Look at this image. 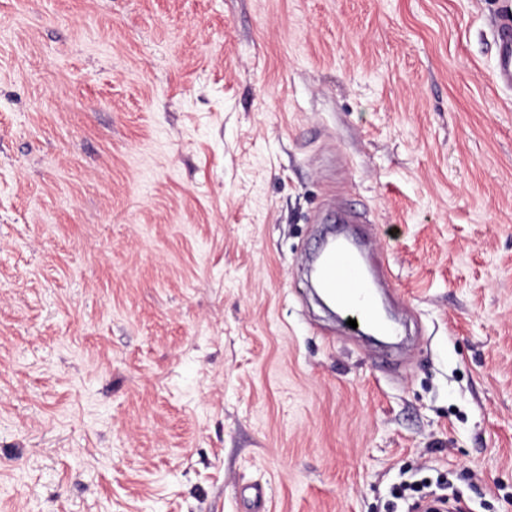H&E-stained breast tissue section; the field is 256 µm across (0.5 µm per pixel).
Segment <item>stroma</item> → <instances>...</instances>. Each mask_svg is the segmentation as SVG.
Listing matches in <instances>:
<instances>
[{
  "instance_id": "stroma-1",
  "label": "stroma",
  "mask_w": 512,
  "mask_h": 512,
  "mask_svg": "<svg viewBox=\"0 0 512 512\" xmlns=\"http://www.w3.org/2000/svg\"><path fill=\"white\" fill-rule=\"evenodd\" d=\"M512 0H0V512H512ZM395 374L306 285L336 219ZM496 83L512 89V16L508 11L500 17L496 28Z\"/></svg>"
}]
</instances>
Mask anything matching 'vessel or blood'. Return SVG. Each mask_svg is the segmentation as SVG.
Returning <instances> with one entry per match:
<instances>
[{"mask_svg":"<svg viewBox=\"0 0 512 512\" xmlns=\"http://www.w3.org/2000/svg\"><path fill=\"white\" fill-rule=\"evenodd\" d=\"M496 81L512 89V15L503 14L496 28ZM361 250L349 239L336 238L320 251L314 267L317 288L341 310V321L356 320L381 335H392V328L379 315L376 296L362 272Z\"/></svg>","mask_w":512,"mask_h":512,"instance_id":"vessel-or-blood-1","label":"vessel or blood"}]
</instances>
